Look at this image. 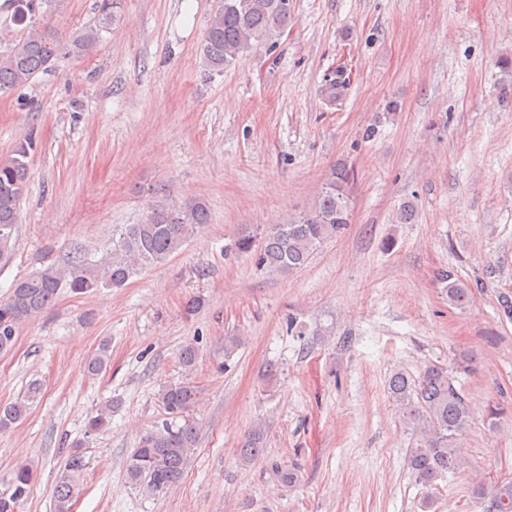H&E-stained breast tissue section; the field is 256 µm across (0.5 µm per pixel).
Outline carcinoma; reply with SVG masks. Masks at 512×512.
Instances as JSON below:
<instances>
[{"label": "carcinoma", "instance_id": "obj_1", "mask_svg": "<svg viewBox=\"0 0 512 512\" xmlns=\"http://www.w3.org/2000/svg\"><path fill=\"white\" fill-rule=\"evenodd\" d=\"M42 0H4L0 8L11 12L19 27L5 53L0 54V91L17 89L54 66L59 55V38L50 28L40 29L35 17ZM288 0H224L211 16L200 57L203 66L222 72L236 58L259 43L283 33L290 18ZM97 31H79L71 40V52L78 57L94 51ZM346 69L336 68V79L327 87L328 97L337 100L347 85ZM33 134H28L0 161V261L10 258L19 218V204L26 191L30 170ZM355 180L346 163L336 165L312 207L288 220L270 224L256 235L246 229L238 233L234 247L255 256L264 269L291 272L304 266L312 252L325 240L339 236L350 223L348 190ZM209 223L207 205L200 199L177 200L164 195L136 224H126L112 250L96 261L73 256L59 266H44L17 280L8 297L0 299V351L10 349L23 323L38 317L66 289L87 295L102 288H121L143 269L167 261ZM436 279L448 303L464 306L472 289L452 270L441 269ZM198 358V346L188 341L179 351V361L187 369ZM388 394L401 419L420 435V443L410 450L409 469L426 487L462 466L460 439L467 433L471 416L467 401L456 388L448 369L431 365L418 375L394 372L388 380ZM200 401V389L189 380L170 383L160 391L159 402L166 414L160 424L143 431L127 465L132 485L154 494L173 489L183 479L197 448L198 427L190 412ZM27 412L26 402L0 407V430L9 428ZM265 430L255 426L240 441L239 461L250 465L264 456ZM83 455L68 454L63 473L54 488L55 512H71L76 492L75 476L84 469ZM35 475L27 463L18 464L0 489V512H21ZM474 498L484 504L483 512H512V479L492 487L479 481Z\"/></svg>", "mask_w": 512, "mask_h": 512}]
</instances>
